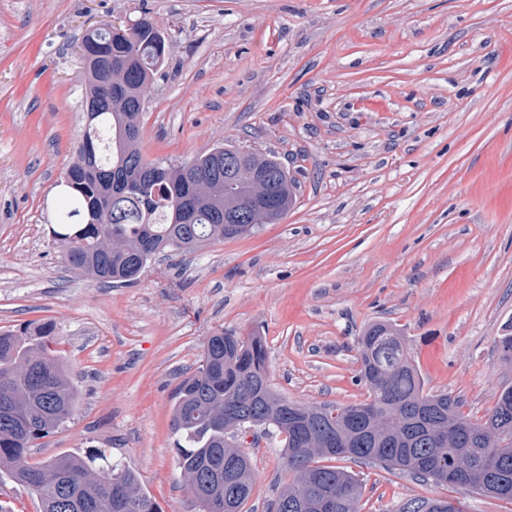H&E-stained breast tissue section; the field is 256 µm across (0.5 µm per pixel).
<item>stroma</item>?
Returning a JSON list of instances; mask_svg holds the SVG:
<instances>
[{"label":"stroma","mask_w":512,"mask_h":512,"mask_svg":"<svg viewBox=\"0 0 512 512\" xmlns=\"http://www.w3.org/2000/svg\"><path fill=\"white\" fill-rule=\"evenodd\" d=\"M149 13L166 62L141 116L151 159L215 145L279 157L296 204L257 234L152 261L138 282L67 270L50 235L82 135L74 51ZM406 336L427 391L482 416L512 328V0H0V331L51 323L81 393L30 461L106 450L163 512H198L175 468L183 373L221 331L264 336L270 384L307 403L366 399L356 340ZM267 512L279 440L245 437ZM362 512L448 498L512 503L344 458Z\"/></svg>","instance_id":"1"}]
</instances>
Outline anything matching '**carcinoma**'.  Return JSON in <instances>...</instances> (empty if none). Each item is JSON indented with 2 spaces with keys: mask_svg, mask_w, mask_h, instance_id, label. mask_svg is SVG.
Returning a JSON list of instances; mask_svg holds the SVG:
<instances>
[{
  "mask_svg": "<svg viewBox=\"0 0 512 512\" xmlns=\"http://www.w3.org/2000/svg\"><path fill=\"white\" fill-rule=\"evenodd\" d=\"M166 37L143 14L126 26L85 33L81 143L63 173V205L51 224L68 269L104 284H132L160 256L188 255L277 224L296 203L288 171L271 154L219 144L179 164L141 152L146 93L165 63ZM240 161L266 180L239 183L224 170ZM42 324L0 333V474L23 487L40 512H162L139 476L102 449L30 464L35 442L74 415L80 391L66 364L41 340ZM512 367V334L496 342ZM366 400H290L270 385L259 335L208 337L197 368L171 408L176 465L198 512H242L255 471L240 434L258 429L283 443L288 483L268 512H361L362 484L324 461L379 464L420 482L453 485L512 503V383L481 418L452 394L424 390L406 336L375 321L357 337ZM398 512H462L448 499H414Z\"/></svg>",
  "mask_w": 512,
  "mask_h": 512,
  "instance_id": "obj_1",
  "label": "carcinoma"
}]
</instances>
